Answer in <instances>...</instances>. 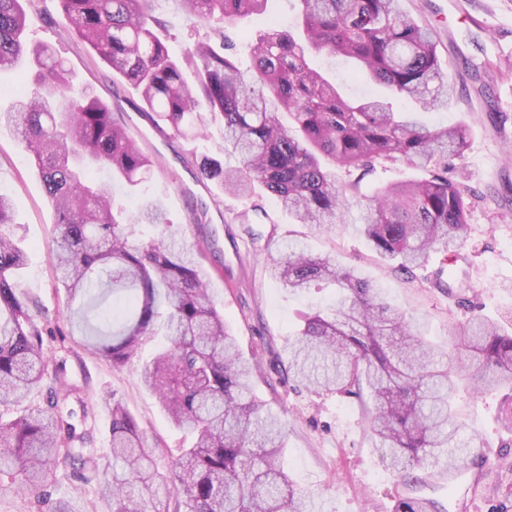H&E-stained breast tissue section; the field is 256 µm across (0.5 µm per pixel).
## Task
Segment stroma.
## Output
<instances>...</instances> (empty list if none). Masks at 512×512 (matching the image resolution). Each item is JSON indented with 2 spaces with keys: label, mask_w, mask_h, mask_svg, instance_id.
I'll list each match as a JSON object with an SVG mask.
<instances>
[{
  "label": "stroma",
  "mask_w": 512,
  "mask_h": 512,
  "mask_svg": "<svg viewBox=\"0 0 512 512\" xmlns=\"http://www.w3.org/2000/svg\"><path fill=\"white\" fill-rule=\"evenodd\" d=\"M400 3L432 30L442 68L456 87L447 107L421 113V120L431 127L463 121L472 128L452 173L468 203V231L460 246L469 259L466 307L456 306L426 280L428 270L441 265V254H432L427 269L409 275L388 268L353 225L339 222L329 231L311 232L293 223L267 196L253 201L227 195L213 206L217 188L197 182L195 162L220 157L225 167L237 166L235 155L221 151L222 128L211 127L193 142L155 128L137 92L113 79L111 68L90 47L76 44L53 0H33L40 14L29 38L53 44L79 79L122 113L141 149L153 156L151 178L134 190L117 188V203L129 208L142 197L160 199L176 240L192 246L214 237L215 245L202 261L205 280L242 353L261 367L253 377L255 393L287 423L284 466L294 484L314 496L319 512H394L403 496L432 501L438 512H512V434L499 422L503 394L476 398L460 387L454 410L463 435L481 445L479 457L463 465L455 478L436 473L410 484L383 461L356 399L294 389L281 367L299 313L308 304L331 300L325 291L292 294L270 277L266 253L289 239L379 282L394 307L424 321L427 339L446 352L449 367L460 368L463 359L454 344L456 324L475 314L512 323V108L504 105L512 97V0H467L463 10L449 8V0ZM156 12L165 21L173 54L208 34L180 12L175 0H158ZM0 191L10 196L13 216L0 232L21 238L28 254L21 287L51 318L46 358L50 367L63 370L71 389L60 400L63 413L77 432L91 435V448L106 453L109 419L101 400L114 395L134 415L149 444L176 452L185 434L169 423L143 387L141 361L117 369L78 344L66 291L52 267L54 211L36 170L19 151L14 131L3 126ZM203 204L209 207L208 221L194 223L193 212Z\"/></svg>",
  "instance_id": "obj_1"
}]
</instances>
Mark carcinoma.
Masks as SVG:
<instances>
[{
  "instance_id": "cac0c4a2",
  "label": "carcinoma",
  "mask_w": 512,
  "mask_h": 512,
  "mask_svg": "<svg viewBox=\"0 0 512 512\" xmlns=\"http://www.w3.org/2000/svg\"><path fill=\"white\" fill-rule=\"evenodd\" d=\"M156 0H55L71 35L87 44L141 96L156 127L195 140L214 123L224 151L239 165L205 157L197 176L225 192L261 189L298 224L328 229L351 207L360 179L397 162L424 172L383 184L357 202L358 231L379 257L409 273L440 252H457L467 203L448 173L463 157L471 127L430 128L418 111L448 105L454 85L443 72L430 28L400 0H297L295 23L248 30L245 65L224 44V25L259 18L268 0H176L184 15L211 27L206 39L174 58L158 30ZM23 0H0V70L26 72L21 94L0 110L37 170L55 213L53 260L68 301L77 303L85 349L115 368L133 360L164 317L166 343L141 371L178 429L194 441L160 463L136 418L109 397L110 448L91 456L84 436L56 410L60 372L48 370V311L18 289L26 251L0 234V474L40 512H80L53 499L59 466L69 478L97 482L110 512H316L282 466L287 426L253 393L256 368L224 325V313L201 279L202 252L168 238L157 199L130 212L116 204V183L137 184L153 167L93 90L47 43H31ZM324 54L350 61L352 77L388 90L387 97L350 96L312 66ZM407 99L415 111L402 112ZM287 114L284 124L281 114ZM156 235L144 240L137 226ZM268 259L269 275L288 291H336L332 308L300 315L289 337L285 372L320 394L372 401L368 428L401 477L417 482L438 469L452 474L480 449L460 436L452 402L458 376L446 354L424 338L423 324L391 307L382 289L332 258L289 240ZM432 285L448 291L464 278ZM464 351L462 376L473 394L512 391V327L474 316L454 331ZM46 385L48 407L24 405ZM434 503L399 499L395 512H430Z\"/></svg>"
}]
</instances>
